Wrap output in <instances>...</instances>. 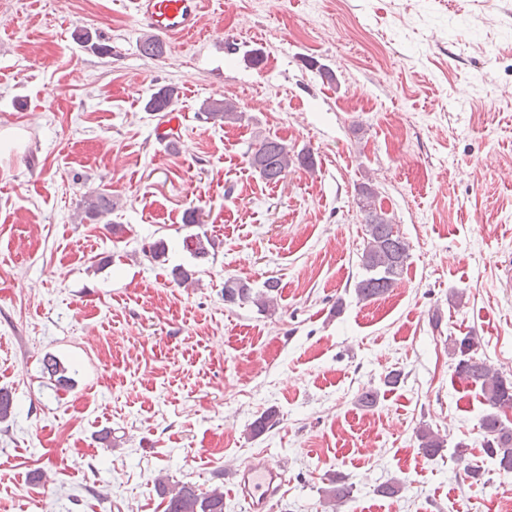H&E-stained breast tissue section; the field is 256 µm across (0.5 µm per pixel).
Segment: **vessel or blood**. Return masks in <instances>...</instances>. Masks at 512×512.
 <instances>
[{
    "label": "vessel or blood",
    "mask_w": 512,
    "mask_h": 512,
    "mask_svg": "<svg viewBox=\"0 0 512 512\" xmlns=\"http://www.w3.org/2000/svg\"><path fill=\"white\" fill-rule=\"evenodd\" d=\"M140 22L167 38L197 34L202 17L201 0H132ZM234 487L248 512H267L269 503L286 483L287 469L263 456L233 472Z\"/></svg>",
    "instance_id": "b4317fda"
}]
</instances>
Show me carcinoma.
Listing matches in <instances>:
<instances>
[{"mask_svg": "<svg viewBox=\"0 0 512 512\" xmlns=\"http://www.w3.org/2000/svg\"><path fill=\"white\" fill-rule=\"evenodd\" d=\"M175 95V88L165 86L152 93L145 104L147 112H164ZM198 118L207 122H234L241 119V112L232 101L211 102L201 108ZM295 163L304 166L314 164L312 155L293 156L288 145L276 138L263 139L250 155L251 166L268 183L276 184L285 179L288 169ZM358 206L364 213L366 239L359 256L363 271L355 283L354 292L358 302L366 303L388 295L398 284L407 268L409 243L399 233L394 232L396 224L386 212L376 206V192L364 183L359 188ZM112 211V199L98 194L89 199L86 213L91 219H98ZM214 246L211 240L190 235L184 239V248L196 259L209 255ZM266 292L257 294L250 285L236 278L224 281V302L243 305L252 302L264 309L269 308L270 293L278 288V281L265 282ZM478 341L474 336H464L453 341V354L458 357L455 373L457 376L480 390L491 408L481 422L483 449L495 460L499 471L512 474V427L502 419L504 409L512 410V379L494 371L485 360L476 356ZM43 371L62 388H69L73 379L67 375V368L53 355L43 358ZM279 424L278 414L269 410L251 425V433L259 436ZM419 448L428 457L437 456L443 448L444 440L428 427L417 430ZM160 495L166 500L165 512H224V491L214 487L202 491L189 483L168 485L158 483Z\"/></svg>", "mask_w": 512, "mask_h": 512, "instance_id": "carcinoma-1", "label": "carcinoma"}]
</instances>
